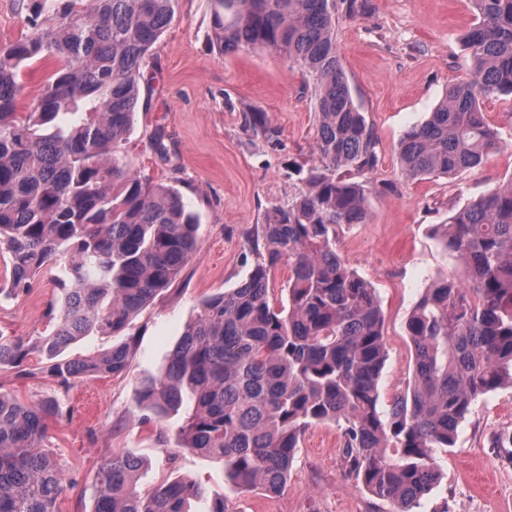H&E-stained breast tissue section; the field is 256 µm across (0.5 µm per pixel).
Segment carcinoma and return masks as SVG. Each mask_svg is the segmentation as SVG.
I'll use <instances>...</instances> for the list:
<instances>
[{
    "label": "carcinoma",
    "instance_id": "carcinoma-1",
    "mask_svg": "<svg viewBox=\"0 0 512 512\" xmlns=\"http://www.w3.org/2000/svg\"><path fill=\"white\" fill-rule=\"evenodd\" d=\"M471 2L476 23L464 42L472 76L400 139L406 179L456 175L502 147L481 104L512 96V0ZM211 3L219 56L266 50L299 68L318 116L316 158L305 190L254 228L262 251L248 278L201 301L165 368L140 381L138 401L159 417L192 406L177 446L223 461L238 489L269 495L287 483L306 430L337 423L346 477L393 512H411L439 479L433 449L454 447L477 398L512 384V181L436 225L443 248L466 261L468 285L446 278L424 289L407 322L412 388L381 414L383 313L374 289L336 252L337 231L367 216L356 177L380 161L338 54L336 0ZM74 5L58 25L0 47V255L11 272L0 294L62 264L54 330L32 342L0 336V369L36 355L65 381L121 374L126 344L82 359L61 354L84 336L123 331L199 248L197 217L179 190L142 180L118 157L142 64L172 21L173 0ZM45 58L57 68L21 112L20 73ZM68 114L76 120L57 122ZM246 125L270 148L282 146L267 113H249ZM285 262L279 301L271 279ZM58 412L53 401L24 405L0 393V512H56L63 470L43 441ZM142 468L127 454L102 463L93 512H189L202 494L181 478L143 495Z\"/></svg>",
    "mask_w": 512,
    "mask_h": 512
}]
</instances>
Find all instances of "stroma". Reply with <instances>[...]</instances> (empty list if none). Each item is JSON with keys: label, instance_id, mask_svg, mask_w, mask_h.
<instances>
[{"label": "stroma", "instance_id": "stroma-1", "mask_svg": "<svg viewBox=\"0 0 512 512\" xmlns=\"http://www.w3.org/2000/svg\"><path fill=\"white\" fill-rule=\"evenodd\" d=\"M67 0H0V46L56 25ZM210 0H176L174 17L153 45L129 140L119 156L151 182L176 187L198 218L199 250L177 281L117 335L71 344L76 359L126 343V372L63 382L39 357L0 370V392L24 403L57 400L45 444L59 459L65 487L58 512H93L95 477L117 454L141 458L136 489L145 493L183 477L205 492L190 512H208L213 498L227 512H388L386 503L344 475L341 430L312 425L295 453L286 486L269 495L242 491L221 461L176 445V422L141 407V379L165 366L201 301L236 287L258 255L250 234L276 208L287 207L303 184L296 173L314 157L317 116L298 68L261 51L218 57L212 49ZM475 21L470 0H368L365 12H336V44L354 99L378 139L380 162L366 175L365 223L339 231L336 251L375 290L384 314L386 359L379 381L380 411L413 382L407 320L424 288L443 276L465 281L461 260L444 251L433 227L491 188L512 182V99L485 101L483 111L506 147L479 167L453 175L407 180L397 146L424 123L446 89L469 77L462 37ZM267 112L281 131L271 149L248 131L246 115ZM162 134L167 158L154 150ZM58 266L44 269L26 292L0 302V334L34 340L51 329ZM512 433V387L480 397L458 428L454 447L434 457L441 479L415 512H512V462L498 436Z\"/></svg>", "mask_w": 512, "mask_h": 512}]
</instances>
